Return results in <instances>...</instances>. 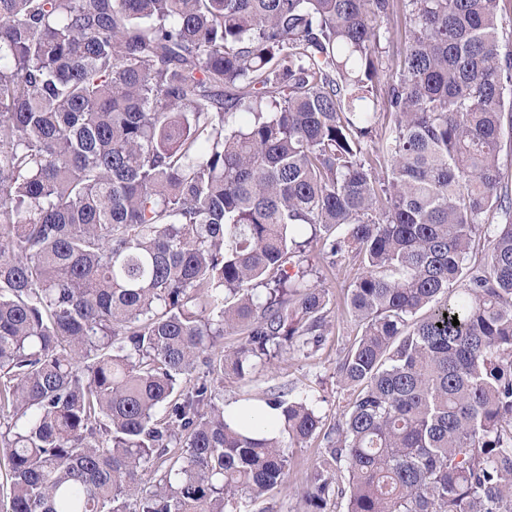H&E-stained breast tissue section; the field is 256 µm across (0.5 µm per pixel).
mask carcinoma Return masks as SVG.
<instances>
[{
	"instance_id": "carcinoma-1",
	"label": "carcinoma",
	"mask_w": 512,
	"mask_h": 512,
	"mask_svg": "<svg viewBox=\"0 0 512 512\" xmlns=\"http://www.w3.org/2000/svg\"><path fill=\"white\" fill-rule=\"evenodd\" d=\"M394 2L0 0L8 512H255L318 438L304 512H512V54L495 0H401L379 181ZM317 244L360 269L344 410L250 433L224 375L319 351ZM413 27L412 15L402 8L385 17L381 23L379 79L374 86V96L381 105L386 96L388 83L399 73Z\"/></svg>"
}]
</instances>
